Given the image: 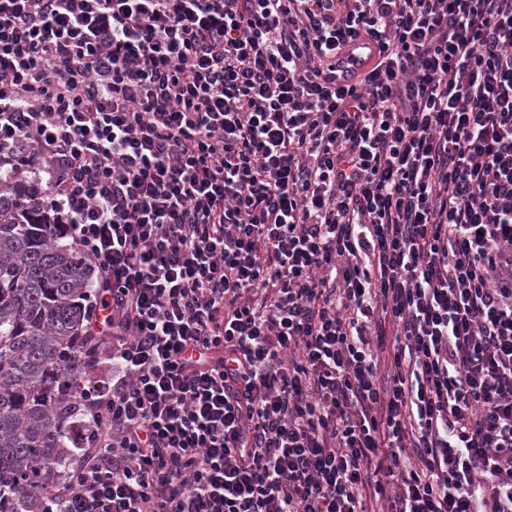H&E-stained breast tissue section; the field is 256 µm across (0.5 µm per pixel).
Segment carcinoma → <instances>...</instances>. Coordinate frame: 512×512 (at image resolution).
<instances>
[{
    "label": "carcinoma",
    "mask_w": 512,
    "mask_h": 512,
    "mask_svg": "<svg viewBox=\"0 0 512 512\" xmlns=\"http://www.w3.org/2000/svg\"><path fill=\"white\" fill-rule=\"evenodd\" d=\"M43 189L0 181V512H48L45 484L78 448L68 404L81 391L92 272L61 242Z\"/></svg>",
    "instance_id": "1"
}]
</instances>
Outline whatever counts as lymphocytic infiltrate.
Here are the masks:
<instances>
[{
    "label": "lymphocytic infiltrate",
    "mask_w": 512,
    "mask_h": 512,
    "mask_svg": "<svg viewBox=\"0 0 512 512\" xmlns=\"http://www.w3.org/2000/svg\"><path fill=\"white\" fill-rule=\"evenodd\" d=\"M2 172L112 365L49 512H512V0H0Z\"/></svg>",
    "instance_id": "obj_1"
}]
</instances>
